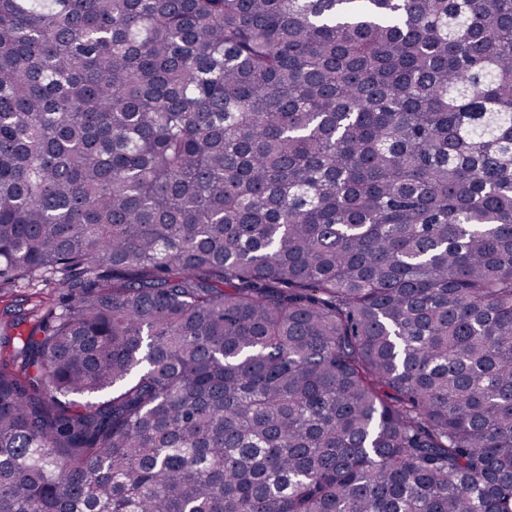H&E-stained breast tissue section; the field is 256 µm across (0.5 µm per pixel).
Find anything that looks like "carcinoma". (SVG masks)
Listing matches in <instances>:
<instances>
[{
	"instance_id": "cac0c4a2",
	"label": "carcinoma",
	"mask_w": 512,
	"mask_h": 512,
	"mask_svg": "<svg viewBox=\"0 0 512 512\" xmlns=\"http://www.w3.org/2000/svg\"><path fill=\"white\" fill-rule=\"evenodd\" d=\"M0 512H512V0H0ZM44 288L43 292L50 291L53 285H44L42 283L36 286H28L26 281L18 280L0 285V318L9 320L14 317L24 319L22 325L11 331V334L21 332L25 336L31 332L34 336H42L40 316L32 313V307L35 303L36 289ZM4 311H7L6 313Z\"/></svg>"
}]
</instances>
